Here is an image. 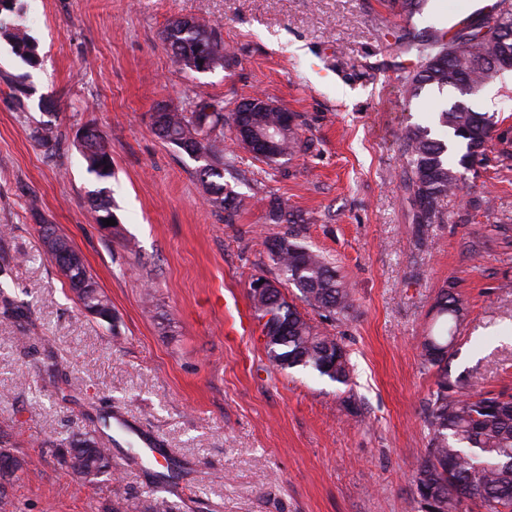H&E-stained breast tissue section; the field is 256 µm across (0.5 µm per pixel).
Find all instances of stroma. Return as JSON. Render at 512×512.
<instances>
[{"label": "stroma", "instance_id": "35a3bbf8", "mask_svg": "<svg viewBox=\"0 0 512 512\" xmlns=\"http://www.w3.org/2000/svg\"><path fill=\"white\" fill-rule=\"evenodd\" d=\"M494 2L433 0L406 21L381 0H17L35 59L0 39V290L36 334L19 344L0 315V436L39 469L0 477V512H150L159 498L173 512H417L411 474L436 380L421 342L446 284L467 308L449 375L512 395V74L476 96L407 101L411 60L393 34L427 36L441 17L474 19ZM178 17L218 28L230 61L178 66L163 38ZM258 93L294 114L306 148L270 164L231 127L213 132L233 163L224 179L245 198L228 224L207 204L196 161L150 115L197 97L229 114ZM462 99L493 114L492 138L447 223H412L400 133ZM42 121L57 127L54 151L29 137ZM89 122L112 154L106 181L75 144ZM98 195L117 229L93 220ZM276 197L302 223H270ZM44 224L84 255L111 322L80 308L43 253ZM288 231L353 291L345 318L310 316L347 351L350 386L267 359L249 284L279 278L266 241ZM117 413L176 467L136 463L141 441L105 423ZM91 430L113 439L112 473L89 483L54 447Z\"/></svg>", "mask_w": 512, "mask_h": 512}]
</instances>
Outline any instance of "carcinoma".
I'll use <instances>...</instances> for the list:
<instances>
[{
    "mask_svg": "<svg viewBox=\"0 0 512 512\" xmlns=\"http://www.w3.org/2000/svg\"><path fill=\"white\" fill-rule=\"evenodd\" d=\"M16 0H0V37L6 39L15 54L25 61L33 58L34 49L24 27L7 19L14 11ZM428 0H394L391 10L412 18L423 13ZM175 62L183 69L199 54L217 55L219 67H224L220 52L226 50L216 29L193 20L171 21L165 30ZM408 51L415 57L416 67L403 76L408 101L417 99L425 90L444 93L458 89V81L476 85L490 77L486 57L498 52L512 54V0H500L492 20L480 18L468 22L449 39L436 35L424 36L406 32L402 35ZM232 124L252 120L254 125L275 134L273 155L266 157L276 163L303 149L297 128L284 125L281 112H250L246 116L236 111ZM224 108L206 102H191L174 106L169 112H155L152 125L162 139L175 145L199 162L196 176L207 203L224 212L230 224L243 206V198L224 183V155L218 151L211 133L224 126ZM436 124L444 137L437 138L428 126L407 125L400 134L409 170L405 172V189L414 224H440L447 219L442 209L445 199L456 194L459 169L473 165L483 154L491 139L493 123L485 112H461L457 104L443 107L436 115ZM83 138L76 146L87 163L89 173L99 180L112 177V154L106 137L92 123L81 127ZM204 138L192 141L188 133ZM30 138L51 151L56 146V128L39 123L30 131ZM92 217L97 224L113 217L109 203L97 197L91 201ZM274 224L303 222L288 200H274L269 213ZM44 252L53 257L56 248L71 253V263L60 271L82 308L100 321L112 322V303L99 291L83 254L57 230L41 228ZM273 261L278 265L282 280L267 281L277 292L279 301L259 305L252 303L258 320L275 313L288 322V337L271 339L265 351L269 363L280 369H309L328 380L347 386L350 381L349 361L336 338L311 323L298 307L288 302L281 286L292 285L299 299L320 316L334 320L345 317L354 308V299L336 269L319 253L297 242L285 233L269 240ZM0 306L4 312L20 319V335L34 330L25 320L24 312L4 292L0 291ZM466 307L460 294L441 289L436 302V315L442 329L423 337L425 364L436 369V389L429 400L426 426L428 448L417 461L413 473L418 512L431 506L438 512H470L477 503L484 512H512V396L494 391L468 392L460 377L448 374L447 351L453 348L455 335L464 320ZM61 464L75 475L95 470L102 475L111 473L112 449L104 447L98 437L87 432L72 440L70 446L58 451Z\"/></svg>",
    "mask_w": 512,
    "mask_h": 512,
    "instance_id": "cac0c4a2",
    "label": "carcinoma"
}]
</instances>
